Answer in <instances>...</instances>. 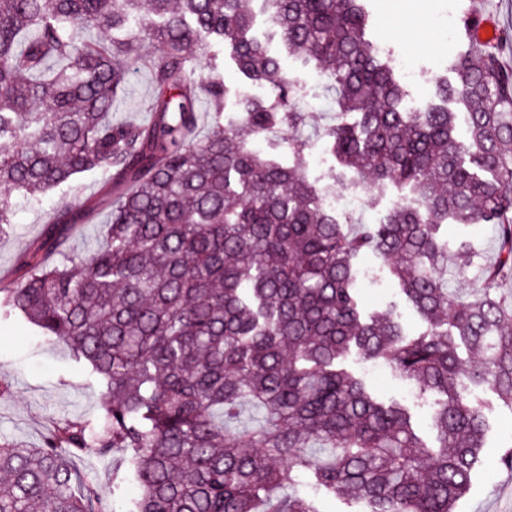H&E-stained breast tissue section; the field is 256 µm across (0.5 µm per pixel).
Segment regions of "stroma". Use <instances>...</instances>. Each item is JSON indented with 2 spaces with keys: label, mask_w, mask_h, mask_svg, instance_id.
<instances>
[{
  "label": "stroma",
  "mask_w": 512,
  "mask_h": 512,
  "mask_svg": "<svg viewBox=\"0 0 512 512\" xmlns=\"http://www.w3.org/2000/svg\"><path fill=\"white\" fill-rule=\"evenodd\" d=\"M366 7L370 14L368 39L384 44L392 57L407 56L415 72L414 77L402 80L408 93L405 105L410 112L424 107L438 81L453 79L449 62L465 49L459 30L466 10L491 16L499 29L512 30V0H366ZM396 15L406 17V24L393 26L391 19ZM255 31L267 37L271 51L281 57L282 67L295 87L297 105L317 113L322 122L334 120L335 107L314 64L289 54L280 36L270 33L264 18H257ZM208 61L219 66L229 89L224 121L236 123V98L263 97L267 90L237 72L222 42L211 41L205 58L192 60L190 66L197 70ZM128 69L129 79L112 106V119L148 122L150 114L146 106L152 93V76L148 69L136 63L129 64ZM304 155L310 180L333 192L359 191L361 203L355 215L360 222L375 223L399 195L390 185H357L351 174L342 171L332 154L317 158L309 146ZM106 181V173L96 171L36 199L12 196L13 222L7 232L0 234V287L10 288L18 282L22 275L19 258L39 245L49 214L80 201L99 200ZM440 234L452 243L469 240L481 261H492L496 255V226L484 224L477 228L448 223L441 226ZM361 265L378 277L375 287L361 291L364 310H390L400 317L408 332L415 334L423 330V320L407 304L384 261L377 254L369 253L362 258ZM344 365L361 377L378 397L405 404L417 429L427 441H434L430 429L433 396L419 395L411 383L390 368L366 362L357 353H349ZM469 397L482 407L488 430L469 487L457 501L455 512H512V472L499 463L502 449L512 444V410L504 407L486 387L470 388ZM99 408L96 383L65 355L58 343L45 341L34 326L22 319L0 318V440L33 448L41 445L56 422L92 418ZM71 466L95 487L97 497L92 503L95 512H125L136 487L125 479L123 470L114 467L111 457L76 456Z\"/></svg>",
  "instance_id": "35a3bbf8"
}]
</instances>
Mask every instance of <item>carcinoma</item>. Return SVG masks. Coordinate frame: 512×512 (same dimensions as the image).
<instances>
[{"label":"carcinoma","mask_w":512,"mask_h":512,"mask_svg":"<svg viewBox=\"0 0 512 512\" xmlns=\"http://www.w3.org/2000/svg\"><path fill=\"white\" fill-rule=\"evenodd\" d=\"M255 1L326 77L336 121L317 137L359 183L407 188L419 205L401 198L358 227L326 205L306 174L310 115L252 33ZM368 19L363 0H0V233L13 193L39 197L98 170L120 186L89 255L50 260L85 214L56 210L20 281L0 288V312L63 344L102 399L38 448L0 442V512H91L96 491L68 457L114 451L139 488L128 512H319L320 490L364 512H453L485 432L466 386L512 410V299L499 288L512 280V68L495 47L466 51L455 81L437 84L440 103L407 112ZM211 39L270 85L239 99L237 127L222 119V72L188 67ZM132 58L152 75L146 125L112 122ZM203 94L214 109L200 136ZM451 102L464 106L462 132ZM244 129L282 134L293 162ZM450 217L498 229L470 296L446 284L472 265L467 242L438 236ZM365 250L387 262L424 332L407 335L390 312L362 320ZM460 342L477 361H461ZM352 348L440 395L438 446L336 368Z\"/></svg>","instance_id":"cac0c4a2"}]
</instances>
